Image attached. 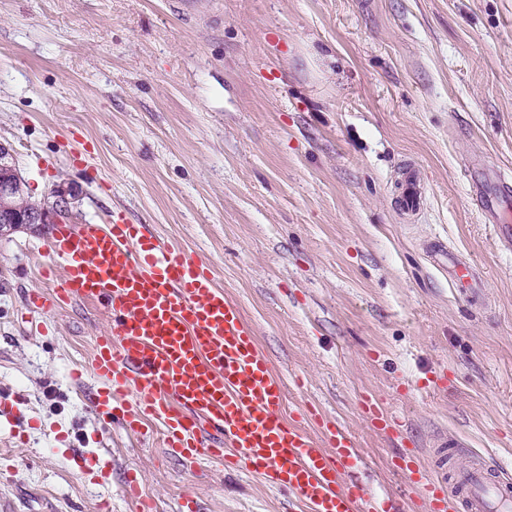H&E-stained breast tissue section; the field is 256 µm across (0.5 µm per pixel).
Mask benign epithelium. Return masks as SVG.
Segmentation results:
<instances>
[{
  "mask_svg": "<svg viewBox=\"0 0 512 512\" xmlns=\"http://www.w3.org/2000/svg\"><path fill=\"white\" fill-rule=\"evenodd\" d=\"M9 149L0 144V237L7 236L22 227L52 224L69 212L66 190L56 186L49 192L51 202L29 209H18L13 198L27 194L26 183L15 174L9 162Z\"/></svg>",
  "mask_w": 512,
  "mask_h": 512,
  "instance_id": "7a95c632",
  "label": "benign epithelium"
}]
</instances>
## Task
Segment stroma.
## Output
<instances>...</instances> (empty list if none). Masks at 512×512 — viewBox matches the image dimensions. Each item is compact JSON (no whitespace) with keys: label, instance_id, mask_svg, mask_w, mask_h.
<instances>
[{"label":"stroma","instance_id":"1","mask_svg":"<svg viewBox=\"0 0 512 512\" xmlns=\"http://www.w3.org/2000/svg\"><path fill=\"white\" fill-rule=\"evenodd\" d=\"M0 0V142L32 200L57 185L68 220L128 210L147 233L214 266L285 379L355 433L367 493L398 495L400 445L512 466V239L483 221L465 166L512 177V0ZM425 190L412 219L401 170ZM51 226L0 239V395L20 398L25 442L0 422V503L14 512H307L257 474L143 447L102 429L87 399L107 316L74 301L46 333L24 299L51 262ZM479 275L468 299L429 255ZM446 374L436 395L423 387ZM369 394L402 438L358 412ZM99 457L97 484L71 449Z\"/></svg>","mask_w":512,"mask_h":512}]
</instances>
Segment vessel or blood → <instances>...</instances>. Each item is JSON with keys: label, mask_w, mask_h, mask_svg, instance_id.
I'll return each instance as SVG.
<instances>
[{"label": "vessel or blood", "mask_w": 512, "mask_h": 512, "mask_svg": "<svg viewBox=\"0 0 512 512\" xmlns=\"http://www.w3.org/2000/svg\"><path fill=\"white\" fill-rule=\"evenodd\" d=\"M466 173L486 222L512 227V182L480 160L469 162ZM400 189L402 212L418 214L415 168H403ZM48 248L54 263L42 274L57 282L32 290L30 309L45 314L83 299L109 316L92 359L102 386L90 403L103 427L161 438L170 455L186 461L206 457L258 474L309 512H404L421 502L429 512H512V471L483 456L458 464L462 443L454 438H440L427 462L411 448L392 456L404 503L369 497L347 481L360 459L355 435L315 410L309 418L320 430L316 437L285 418L284 378L238 304L217 286L212 265L145 234L124 210L103 223L54 225ZM430 256L462 293L479 292L471 268L451 251L441 246ZM360 411L385 435L403 430L373 397L362 398Z\"/></svg>", "instance_id": "vessel-or-blood-1"}]
</instances>
